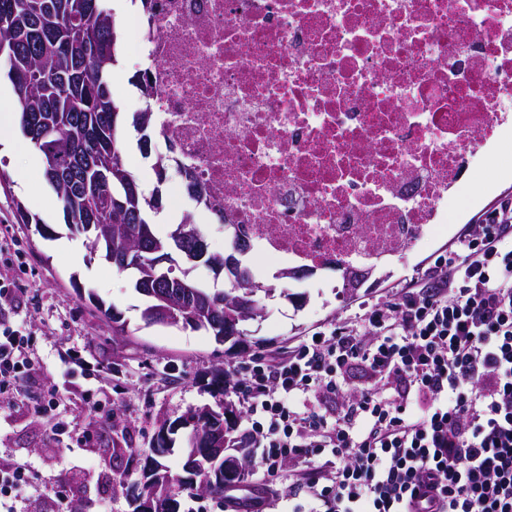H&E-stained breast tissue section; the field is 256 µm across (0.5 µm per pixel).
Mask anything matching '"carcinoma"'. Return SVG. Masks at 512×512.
<instances>
[{"mask_svg": "<svg viewBox=\"0 0 512 512\" xmlns=\"http://www.w3.org/2000/svg\"><path fill=\"white\" fill-rule=\"evenodd\" d=\"M119 30L102 0H0V60L14 88L20 130L41 155L65 224L86 237L92 255L122 273L126 264L114 259L115 250L139 258L133 288L145 304L157 303L154 293L187 301L203 330L220 342L232 336L237 343L245 335L243 326L264 315L259 293L269 295L273 288L254 280L247 289L231 278L222 289L205 288L185 269L173 273L179 281L171 284L156 278L149 249L171 246L180 226L193 220L186 216L166 235L156 234L148 212L162 207L166 172L154 171L157 185L147 196L126 165V117L110 89L120 55ZM218 406L225 413H200L186 437L235 425L233 405ZM112 455L128 456L129 470L112 475L113 486L122 487L138 461L132 448H114ZM198 461L196 490L224 501L227 478H217L204 457ZM183 478L170 473L167 493L155 494L153 512H171V502L191 491Z\"/></svg>", "mask_w": 512, "mask_h": 512, "instance_id": "carcinoma-1", "label": "carcinoma"}]
</instances>
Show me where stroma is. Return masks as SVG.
<instances>
[{"instance_id": "obj_1", "label": "stroma", "mask_w": 512, "mask_h": 512, "mask_svg": "<svg viewBox=\"0 0 512 512\" xmlns=\"http://www.w3.org/2000/svg\"><path fill=\"white\" fill-rule=\"evenodd\" d=\"M502 150L496 179L470 184L467 198L449 212L447 234L393 258L386 279L356 292L337 288L335 272L319 271L294 287V300L276 291L263 296L265 316L248 325L247 342L237 348L201 330L146 324L144 299L126 274L90 252L76 262L59 250L58 241L75 235L53 200L40 156L5 155L0 220L21 252L23 266L12 274L23 289L0 303V318L27 323L32 368L13 390L0 393V467L26 469L29 484L43 493L38 501L14 500L15 512H53L62 487L66 512H133L132 489L110 481L113 471L126 467L113 458V448L129 446L147 459L161 424L221 400L212 383L217 370H239L316 327L346 321L361 301L392 299L396 285L427 265L463 224L512 197V135ZM18 168L27 173L24 193L12 177ZM19 203L50 225L51 237L19 222ZM92 295L121 316L123 334H114L101 309L89 303Z\"/></svg>"}]
</instances>
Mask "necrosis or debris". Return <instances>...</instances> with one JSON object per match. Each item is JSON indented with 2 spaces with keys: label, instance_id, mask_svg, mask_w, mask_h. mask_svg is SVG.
Returning a JSON list of instances; mask_svg holds the SVG:
<instances>
[{
  "label": "necrosis or debris",
  "instance_id": "1",
  "mask_svg": "<svg viewBox=\"0 0 512 512\" xmlns=\"http://www.w3.org/2000/svg\"><path fill=\"white\" fill-rule=\"evenodd\" d=\"M169 198L352 288L512 130V0H152L124 31Z\"/></svg>",
  "mask_w": 512,
  "mask_h": 512
}]
</instances>
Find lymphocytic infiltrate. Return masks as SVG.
Masks as SVG:
<instances>
[{"label": "lymphocytic infiltrate", "mask_w": 512, "mask_h": 512, "mask_svg": "<svg viewBox=\"0 0 512 512\" xmlns=\"http://www.w3.org/2000/svg\"><path fill=\"white\" fill-rule=\"evenodd\" d=\"M30 362L0 326V392ZM369 380L345 393L353 368ZM224 390L235 446L298 463L288 512H512V199L463 225L422 275L351 321L256 357Z\"/></svg>", "instance_id": "1"}]
</instances>
